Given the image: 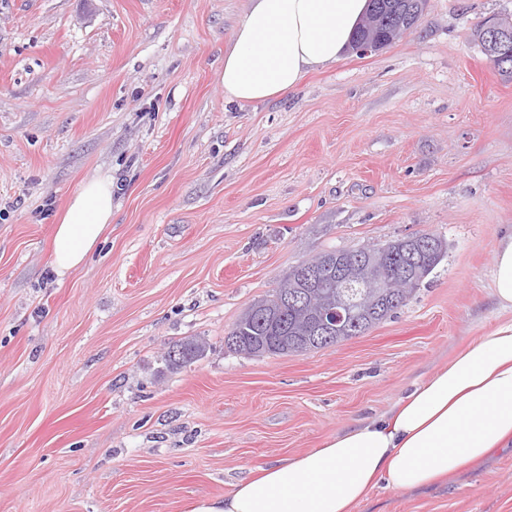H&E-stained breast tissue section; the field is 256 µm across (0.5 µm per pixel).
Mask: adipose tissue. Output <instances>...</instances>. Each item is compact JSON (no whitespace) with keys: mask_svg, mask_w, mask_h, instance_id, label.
Listing matches in <instances>:
<instances>
[{"mask_svg":"<svg viewBox=\"0 0 512 512\" xmlns=\"http://www.w3.org/2000/svg\"><path fill=\"white\" fill-rule=\"evenodd\" d=\"M369 8V0H251L224 54L225 100L276 99L336 64ZM111 221V179L87 180L55 227L58 274L79 266ZM492 283L503 318L389 413L258 467L233 492L186 512H354L376 488L424 489L512 445V233L497 244Z\"/></svg>","mask_w":512,"mask_h":512,"instance_id":"adipose-tissue-1","label":"adipose tissue"}]
</instances>
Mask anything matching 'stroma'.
<instances>
[{
  "mask_svg": "<svg viewBox=\"0 0 512 512\" xmlns=\"http://www.w3.org/2000/svg\"><path fill=\"white\" fill-rule=\"evenodd\" d=\"M249 0H0V512H185L386 412L501 310L512 80L474 39L512 0H427L287 96L229 103ZM95 176L112 222L57 275V217ZM443 237L441 263L363 335L246 356L224 338L330 249ZM204 339L169 369V344ZM357 512H512V447Z\"/></svg>",
  "mask_w": 512,
  "mask_h": 512,
  "instance_id": "obj_1",
  "label": "stroma"
}]
</instances>
